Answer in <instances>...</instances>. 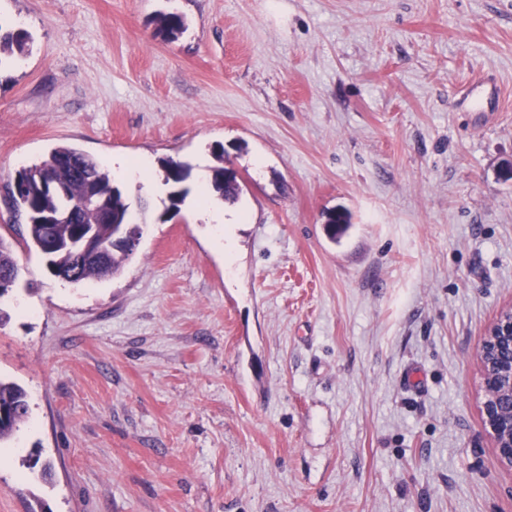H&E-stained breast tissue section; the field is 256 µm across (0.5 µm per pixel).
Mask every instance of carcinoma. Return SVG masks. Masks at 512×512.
Returning a JSON list of instances; mask_svg holds the SVG:
<instances>
[{"instance_id":"1","label":"carcinoma","mask_w":512,"mask_h":512,"mask_svg":"<svg viewBox=\"0 0 512 512\" xmlns=\"http://www.w3.org/2000/svg\"><path fill=\"white\" fill-rule=\"evenodd\" d=\"M162 30L170 37L185 29L184 18L176 13L160 17ZM30 36L23 30H0V65L3 59L21 57L29 51ZM220 165L212 168L211 185L220 198L236 201L239 182L236 178H224L227 168L224 162V147L213 150ZM161 168L165 182L179 184L190 174V167L180 161L164 159ZM25 192L13 198L12 206L17 211L31 215L26 225L22 242L27 249H35L47 260L50 272L70 282H84L118 274L125 260L131 255L126 247L112 246L114 223L127 218V199L108 172L91 156L71 145H59L51 149L48 156L17 173ZM88 193L105 201L108 208V223L98 221L95 214L76 211L74 206ZM89 230L99 243L107 246V252L95 260L82 259L75 255L72 241ZM21 275L13 243L0 236V275ZM0 408L8 414L0 418V443L9 438L18 425L27 420L29 405L23 388L15 383L0 380Z\"/></svg>"}]
</instances>
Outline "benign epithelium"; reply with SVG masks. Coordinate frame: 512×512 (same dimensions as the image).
I'll list each match as a JSON object with an SVG mask.
<instances>
[{
  "instance_id": "obj_1",
  "label": "benign epithelium",
  "mask_w": 512,
  "mask_h": 512,
  "mask_svg": "<svg viewBox=\"0 0 512 512\" xmlns=\"http://www.w3.org/2000/svg\"><path fill=\"white\" fill-rule=\"evenodd\" d=\"M479 360L485 391L482 414L501 461L512 467V316L489 328Z\"/></svg>"
}]
</instances>
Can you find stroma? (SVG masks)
<instances>
[{
    "mask_svg": "<svg viewBox=\"0 0 512 512\" xmlns=\"http://www.w3.org/2000/svg\"><path fill=\"white\" fill-rule=\"evenodd\" d=\"M0 26L32 38L0 70L1 237L56 145L152 161L117 277L16 251L0 380L30 415L0 512H512L477 356L512 308V0H0ZM218 143L222 231L217 196L151 193ZM213 154L223 165L214 166L212 168V188L225 202H234L239 194V182L236 178H224V172L229 170L228 167H224V147L217 145L213 150Z\"/></svg>",
    "mask_w": 512,
    "mask_h": 512,
    "instance_id": "35a3bbf8",
    "label": "stroma"
}]
</instances>
